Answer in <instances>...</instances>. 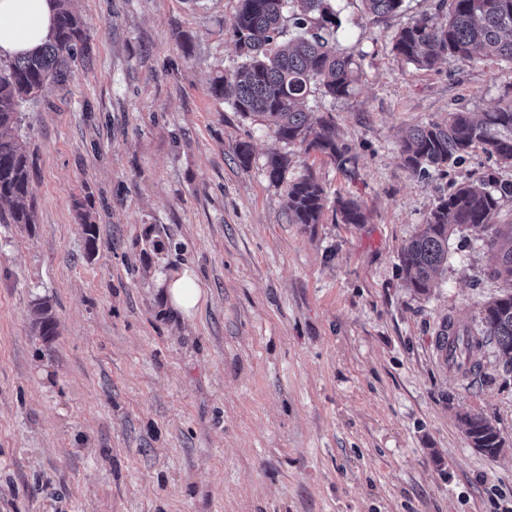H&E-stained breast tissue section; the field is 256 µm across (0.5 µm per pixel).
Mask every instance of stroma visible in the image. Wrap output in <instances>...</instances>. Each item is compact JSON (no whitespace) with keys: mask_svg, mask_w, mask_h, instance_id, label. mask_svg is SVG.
<instances>
[{"mask_svg":"<svg viewBox=\"0 0 512 512\" xmlns=\"http://www.w3.org/2000/svg\"><path fill=\"white\" fill-rule=\"evenodd\" d=\"M436 2L378 21L335 0L356 80L308 106L350 146L345 173L213 95L240 61L239 0H75L89 35L72 73L21 109L35 221L0 223V512L512 507V371L491 345L476 377L437 352L445 322L480 332L484 304L512 284L463 226L428 294L400 267L450 186L512 182L479 150L443 175L403 160L405 130L461 104L490 111L512 84L511 65L483 57L426 71L395 55L393 35ZM275 152L289 159L280 184L265 175ZM307 174L327 208L292 224L287 184ZM341 198L366 223H343ZM185 267L208 291L190 320L156 285ZM39 300L58 323L48 340ZM472 413L499 429L498 457L471 448ZM32 310L35 316L34 324L38 329L39 336H42L44 339H47L50 336H56L57 321L54 318L51 308L47 302L39 300V302L34 304Z\"/></svg>","mask_w":512,"mask_h":512,"instance_id":"obj_1","label":"stroma"}]
</instances>
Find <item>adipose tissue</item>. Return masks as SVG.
<instances>
[{
	"label": "adipose tissue",
	"mask_w": 512,
	"mask_h": 512,
	"mask_svg": "<svg viewBox=\"0 0 512 512\" xmlns=\"http://www.w3.org/2000/svg\"><path fill=\"white\" fill-rule=\"evenodd\" d=\"M55 0H0V57L14 58L40 50L54 34ZM168 305L193 316L205 305L207 293L189 270L160 274Z\"/></svg>",
	"instance_id": "1"
}]
</instances>
